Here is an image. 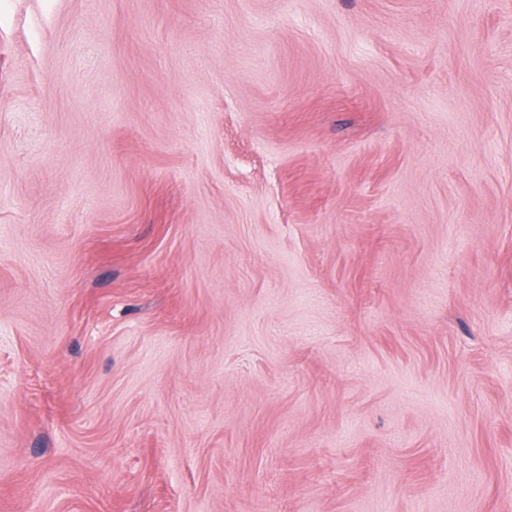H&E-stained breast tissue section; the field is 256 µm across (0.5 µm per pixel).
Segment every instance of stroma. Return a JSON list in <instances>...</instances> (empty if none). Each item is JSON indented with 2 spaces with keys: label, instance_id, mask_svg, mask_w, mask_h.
<instances>
[{
  "label": "stroma",
  "instance_id": "1",
  "mask_svg": "<svg viewBox=\"0 0 512 512\" xmlns=\"http://www.w3.org/2000/svg\"><path fill=\"white\" fill-rule=\"evenodd\" d=\"M0 512H512V0H0Z\"/></svg>",
  "mask_w": 512,
  "mask_h": 512
}]
</instances>
